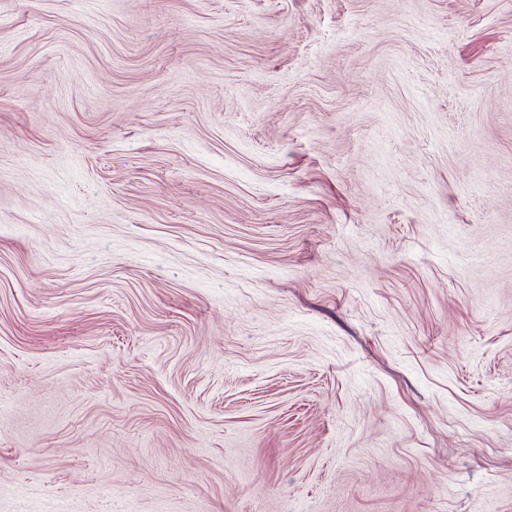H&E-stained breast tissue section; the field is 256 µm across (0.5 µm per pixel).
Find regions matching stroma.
Wrapping results in <instances>:
<instances>
[{"label": "stroma", "mask_w": 512, "mask_h": 512, "mask_svg": "<svg viewBox=\"0 0 512 512\" xmlns=\"http://www.w3.org/2000/svg\"><path fill=\"white\" fill-rule=\"evenodd\" d=\"M0 512H512V0H0Z\"/></svg>", "instance_id": "stroma-1"}]
</instances>
